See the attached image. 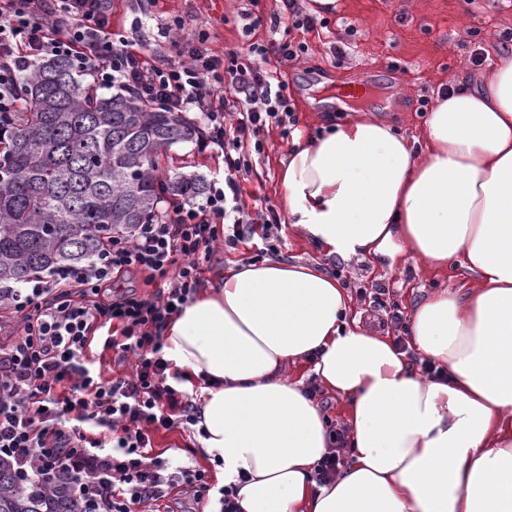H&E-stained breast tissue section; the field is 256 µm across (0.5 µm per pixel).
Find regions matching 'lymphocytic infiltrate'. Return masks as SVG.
I'll use <instances>...</instances> for the list:
<instances>
[{"mask_svg":"<svg viewBox=\"0 0 512 512\" xmlns=\"http://www.w3.org/2000/svg\"><path fill=\"white\" fill-rule=\"evenodd\" d=\"M184 19L163 32L175 57L154 59L113 33L111 0H0V113L21 107V80L38 60L64 57L101 89L120 88L175 112H196L205 144L224 155V179L208 183L204 203L174 202L132 237H113L88 262L29 280L27 291H0V309L19 325L0 346V456L49 484H60L94 512H150L181 494L201 503L206 471L153 451L162 430H191L199 410L162 350V332L193 298L200 266L216 244L236 248L246 235L271 241L273 206L250 214L242 183L265 152L249 133L292 116L278 69L303 57L302 43L281 39L218 57L206 32L187 40ZM143 273L153 294L112 293L125 274ZM128 376L99 380L87 351L97 332Z\"/></svg>","mask_w":512,"mask_h":512,"instance_id":"1","label":"lymphocytic infiltrate"}]
</instances>
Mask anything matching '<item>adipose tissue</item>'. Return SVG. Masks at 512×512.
Here are the masks:
<instances>
[{
    "label": "adipose tissue",
    "mask_w": 512,
    "mask_h": 512,
    "mask_svg": "<svg viewBox=\"0 0 512 512\" xmlns=\"http://www.w3.org/2000/svg\"><path fill=\"white\" fill-rule=\"evenodd\" d=\"M291 228L327 255L460 266L475 288L417 305L418 374L350 313L319 263L242 261L169 320L162 354L201 407L199 441L242 512H512V60L441 95L423 139L371 112L294 137ZM345 402L350 466L325 484L326 416L294 366Z\"/></svg>",
    "instance_id": "1"
}]
</instances>
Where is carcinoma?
Returning a JSON list of instances; mask_svg holds the SVG:
<instances>
[{"mask_svg":"<svg viewBox=\"0 0 512 512\" xmlns=\"http://www.w3.org/2000/svg\"><path fill=\"white\" fill-rule=\"evenodd\" d=\"M23 86L24 111L0 124V286L87 261L152 220L160 200L203 193L192 175L157 174L162 152L199 134L186 113L103 96L67 60L37 63ZM0 512L86 508L1 456Z\"/></svg>","mask_w":512,"mask_h":512,"instance_id":"cac0c4a2","label":"carcinoma"}]
</instances>
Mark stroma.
Returning <instances> with one entry per match:
<instances>
[{
  "mask_svg": "<svg viewBox=\"0 0 512 512\" xmlns=\"http://www.w3.org/2000/svg\"><path fill=\"white\" fill-rule=\"evenodd\" d=\"M254 8L263 20L247 35L240 16ZM279 8L278 0H260L255 7L249 0H112L113 28L125 30L160 58L173 50L159 32L177 16L185 18L186 33L207 32V46L219 57L229 51L247 55L253 42L290 37L304 43L306 54L277 73L288 86L296 124L287 132L274 125L260 132L265 153L256 176L243 185V198L252 210L265 201L281 208L280 161L294 135L347 121L354 110L372 108L389 98L393 108L385 112V119L407 137H420L427 118L420 110L422 101H435L456 74L470 79L484 76L499 61L512 58V0H336L327 27L288 32L269 22ZM477 47L484 54L479 67L470 62ZM328 91L346 99V109L339 113L325 109L321 101ZM159 172L195 174L208 181L223 177L224 157L197 141L178 144L161 155ZM262 247V240L252 236L238 249L216 248L202 265L204 285H213L234 262L253 258ZM273 257L285 262L315 260L328 271L341 267L343 281L365 318L374 328L390 333L395 330L390 313L373 304L377 288L389 289L391 302L405 318L435 289L466 282L453 267L436 271L409 263L393 271H375L363 262L343 264L287 227L279 233ZM154 448L164 451L174 464L200 468L212 476L217 473L198 439L182 430L160 432Z\"/></svg>",
  "mask_w": 512,
  "mask_h": 512,
  "instance_id": "1",
  "label": "stroma"
}]
</instances>
